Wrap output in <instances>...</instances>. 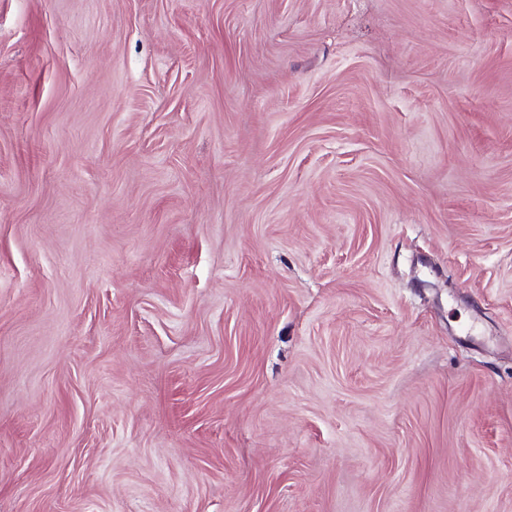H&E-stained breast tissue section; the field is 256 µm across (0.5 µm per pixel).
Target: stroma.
<instances>
[{
  "instance_id": "35a3bbf8",
  "label": "stroma",
  "mask_w": 512,
  "mask_h": 512,
  "mask_svg": "<svg viewBox=\"0 0 512 512\" xmlns=\"http://www.w3.org/2000/svg\"><path fill=\"white\" fill-rule=\"evenodd\" d=\"M0 512H512V0H0Z\"/></svg>"
}]
</instances>
